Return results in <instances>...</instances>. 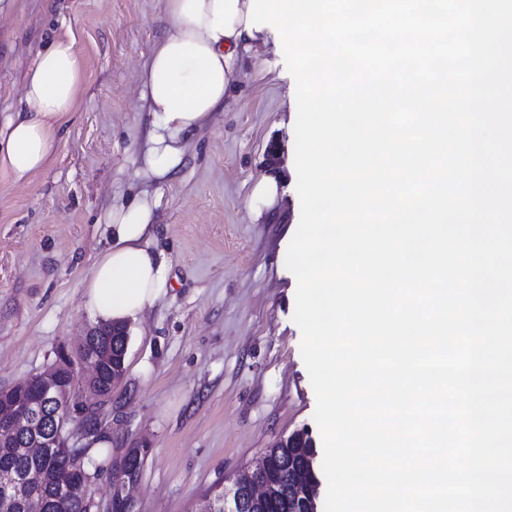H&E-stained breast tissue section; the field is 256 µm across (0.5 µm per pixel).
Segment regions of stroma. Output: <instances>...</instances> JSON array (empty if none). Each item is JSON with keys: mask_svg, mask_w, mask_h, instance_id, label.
Here are the masks:
<instances>
[{"mask_svg": "<svg viewBox=\"0 0 512 512\" xmlns=\"http://www.w3.org/2000/svg\"><path fill=\"white\" fill-rule=\"evenodd\" d=\"M167 25L164 0H13L0 12V119L55 38L74 39L84 72L51 164L23 182L0 171V389L76 349L94 324L82 280L109 243L107 213L157 203L166 292L129 323L125 375L100 412L109 458L147 451L134 512H195L295 431L323 446L285 265L300 218L295 81L274 45L252 51L224 110L184 139L172 174L151 176L141 93ZM271 171L281 203L258 217L250 193Z\"/></svg>", "mask_w": 512, "mask_h": 512, "instance_id": "35a3bbf8", "label": "stroma"}]
</instances>
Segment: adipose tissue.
<instances>
[{"label": "adipose tissue", "mask_w": 512, "mask_h": 512, "mask_svg": "<svg viewBox=\"0 0 512 512\" xmlns=\"http://www.w3.org/2000/svg\"><path fill=\"white\" fill-rule=\"evenodd\" d=\"M169 25L145 69L142 97L154 116L145 161L157 177L182 160V138L222 111L244 54L267 43L269 28L246 26L250 0H165ZM83 71L72 39L38 53L24 87V108L0 124V170L27 180L51 162L81 91ZM148 200L112 208L108 246L83 279L84 307L101 323H123L154 306L167 284V259L153 248Z\"/></svg>", "instance_id": "obj_1"}]
</instances>
